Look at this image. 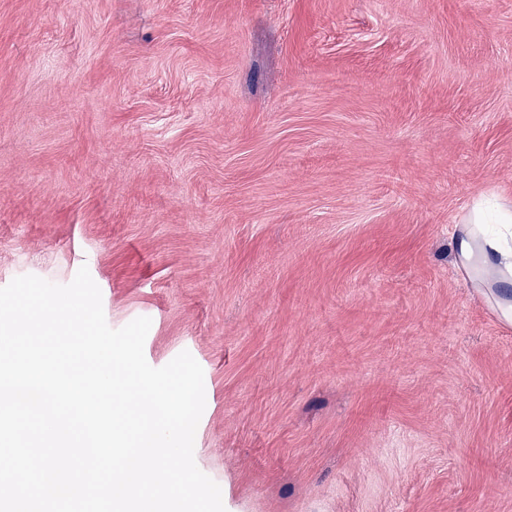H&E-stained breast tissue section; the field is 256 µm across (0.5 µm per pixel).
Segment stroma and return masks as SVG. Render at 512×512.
<instances>
[{
    "label": "stroma",
    "mask_w": 512,
    "mask_h": 512,
    "mask_svg": "<svg viewBox=\"0 0 512 512\" xmlns=\"http://www.w3.org/2000/svg\"><path fill=\"white\" fill-rule=\"evenodd\" d=\"M512 0H0V287L88 267L204 371L226 512H512ZM453 241L457 267L473 288L493 295L500 317L512 324V298L500 290L512 285V203L475 198Z\"/></svg>",
    "instance_id": "stroma-1"
}]
</instances>
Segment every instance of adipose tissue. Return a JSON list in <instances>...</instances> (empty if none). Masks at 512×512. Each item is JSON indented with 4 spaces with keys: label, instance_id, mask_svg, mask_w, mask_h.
Here are the masks:
<instances>
[{
    "label": "adipose tissue",
    "instance_id": "1",
    "mask_svg": "<svg viewBox=\"0 0 512 512\" xmlns=\"http://www.w3.org/2000/svg\"><path fill=\"white\" fill-rule=\"evenodd\" d=\"M457 266L472 287L492 291L500 317L512 324V203L475 198L454 237Z\"/></svg>",
    "mask_w": 512,
    "mask_h": 512
}]
</instances>
